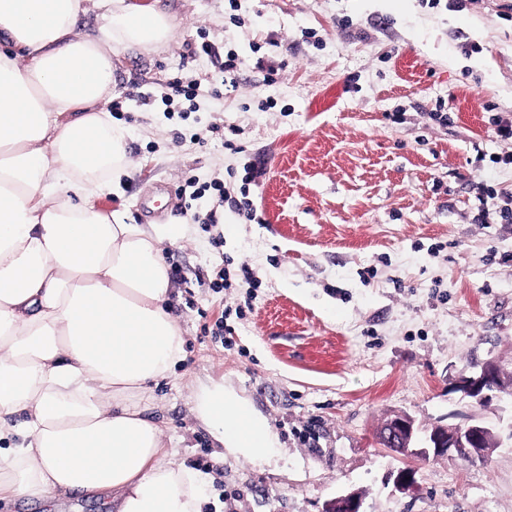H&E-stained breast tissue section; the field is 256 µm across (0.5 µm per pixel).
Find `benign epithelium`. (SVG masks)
<instances>
[{
  "label": "benign epithelium",
  "mask_w": 512,
  "mask_h": 512,
  "mask_svg": "<svg viewBox=\"0 0 512 512\" xmlns=\"http://www.w3.org/2000/svg\"><path fill=\"white\" fill-rule=\"evenodd\" d=\"M459 388L476 402L489 404L495 397L512 393V372L504 371L495 361H488L474 373L461 374ZM493 436V428L483 423L437 424L426 430L423 445L417 446L413 420L404 413L393 414L378 432L384 447L424 461L460 453L479 459L483 456L484 441ZM391 478L400 493L417 490L416 471L412 467L399 469ZM324 512H363L362 497L356 491L340 495L326 504Z\"/></svg>",
  "instance_id": "obj_1"
}]
</instances>
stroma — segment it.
Returning a JSON list of instances; mask_svg holds the SVG:
<instances>
[{
  "mask_svg": "<svg viewBox=\"0 0 512 512\" xmlns=\"http://www.w3.org/2000/svg\"><path fill=\"white\" fill-rule=\"evenodd\" d=\"M177 26L115 61L128 156L99 204L125 223L178 227L163 255L185 358L155 389L174 458L205 460L202 512H323L360 492L364 512H512V397L480 406L461 374L512 371V0H159ZM216 54L199 53L202 42ZM240 60L224 89L217 63ZM194 110L166 116L162 94ZM244 224L194 223L192 180L238 191ZM488 187L479 196L478 186ZM223 235V248L212 239ZM253 287L218 291L223 257ZM249 302L245 317L232 307ZM223 323L224 337L204 327ZM224 382L274 433L268 463L222 457L192 410ZM408 414L418 432L473 420L497 443L484 460L411 462L377 431ZM414 464L418 489L391 471Z\"/></svg>",
  "mask_w": 512,
  "mask_h": 512,
  "instance_id": "35a3bbf8",
  "label": "stroma"
}]
</instances>
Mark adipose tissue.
Here are the masks:
<instances>
[{
    "label": "adipose tissue",
    "mask_w": 512,
    "mask_h": 512,
    "mask_svg": "<svg viewBox=\"0 0 512 512\" xmlns=\"http://www.w3.org/2000/svg\"><path fill=\"white\" fill-rule=\"evenodd\" d=\"M92 10L98 35L79 33ZM174 33L130 0H0V502L80 492L114 512H200L205 477L152 416L185 355L163 238L97 206L127 161L105 109L113 60ZM194 410L229 455L271 456L233 389L200 387Z\"/></svg>",
    "instance_id": "obj_1"
}]
</instances>
